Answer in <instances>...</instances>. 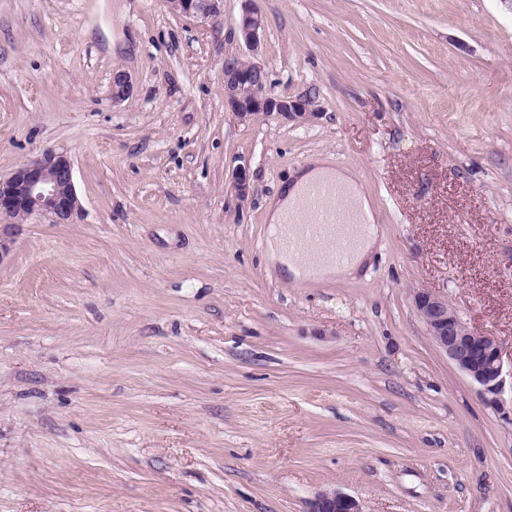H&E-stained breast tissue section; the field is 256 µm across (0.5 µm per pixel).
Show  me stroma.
<instances>
[{"instance_id":"obj_1","label":"stroma","mask_w":512,"mask_h":512,"mask_svg":"<svg viewBox=\"0 0 512 512\" xmlns=\"http://www.w3.org/2000/svg\"><path fill=\"white\" fill-rule=\"evenodd\" d=\"M256 6L268 87L308 125L225 107L241 0H0V174L66 153L82 205L14 226L0 261V512H306L328 487L512 512V418L412 302L512 364V0ZM319 153L366 182L379 248L294 281L265 200ZM165 2L176 14L203 19L217 17L223 4V0H166ZM418 317L434 344L463 372L499 411L505 410L502 396L506 374L501 350L494 336L472 331L448 301L425 290L414 291Z\"/></svg>"}]
</instances>
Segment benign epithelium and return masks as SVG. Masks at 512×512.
I'll return each instance as SVG.
<instances>
[{
	"label": "benign epithelium",
	"instance_id": "obj_1",
	"mask_svg": "<svg viewBox=\"0 0 512 512\" xmlns=\"http://www.w3.org/2000/svg\"><path fill=\"white\" fill-rule=\"evenodd\" d=\"M239 36L247 50L255 55L261 49L263 17L256 0H241ZM176 14L197 18H214L221 12L223 0H166ZM265 67L238 55L224 57V102L229 111L250 123L260 116H278L303 124L314 117L311 101L291 99L269 93ZM133 90L130 76L122 69L112 74V100L119 102ZM236 196L248 197L250 174L240 166L234 174ZM80 212V202L73 180L70 158L48 150L34 160L16 167L8 176H0V221L19 224L34 215H50L56 224H69ZM418 317L434 344L463 372L480 392L490 397L499 410L505 409L503 393L507 374L495 337L471 330L448 301L425 290L413 293ZM308 512H363L361 503L339 489L318 491Z\"/></svg>",
	"mask_w": 512,
	"mask_h": 512
}]
</instances>
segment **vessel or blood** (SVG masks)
I'll return each instance as SVG.
<instances>
[{
	"label": "vessel or blood",
	"instance_id": "1",
	"mask_svg": "<svg viewBox=\"0 0 512 512\" xmlns=\"http://www.w3.org/2000/svg\"><path fill=\"white\" fill-rule=\"evenodd\" d=\"M336 195L337 191L331 185H321L309 192L304 204L309 234L302 238H287L289 250H302L309 241L318 240L328 243L329 255L334 262L340 263L346 260L350 247V234L355 224L344 211L337 209L334 203Z\"/></svg>",
	"mask_w": 512,
	"mask_h": 512
}]
</instances>
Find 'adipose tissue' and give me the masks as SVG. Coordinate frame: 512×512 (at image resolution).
<instances>
[{
  "label": "adipose tissue",
  "mask_w": 512,
  "mask_h": 512,
  "mask_svg": "<svg viewBox=\"0 0 512 512\" xmlns=\"http://www.w3.org/2000/svg\"><path fill=\"white\" fill-rule=\"evenodd\" d=\"M323 181L336 183L340 190L337 205L349 209L356 222L367 225L375 221L374 198L365 182L352 169L337 166L331 154L320 153L312 156L305 165L292 172L288 181L281 184L266 203L269 260L294 281L354 276L371 260L378 248L374 236L360 233L352 243L348 262L341 265L333 264L317 249L304 253H291L285 249L284 229L281 225L283 216L298 210L305 191Z\"/></svg>",
  "instance_id": "ef3b65f1"
}]
</instances>
